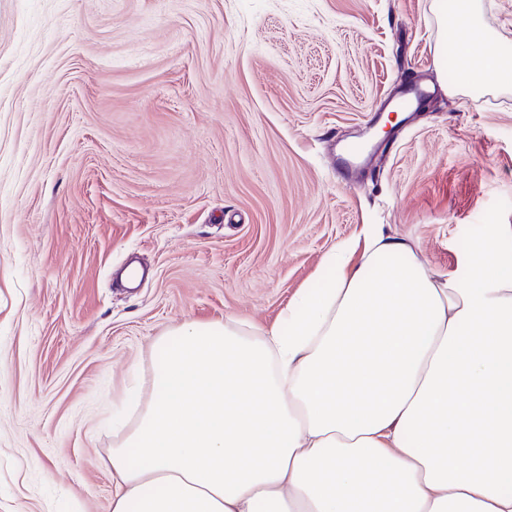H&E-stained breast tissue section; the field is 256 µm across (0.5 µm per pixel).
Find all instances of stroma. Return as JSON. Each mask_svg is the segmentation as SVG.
Here are the masks:
<instances>
[{"label":"stroma","instance_id":"obj_1","mask_svg":"<svg viewBox=\"0 0 512 512\" xmlns=\"http://www.w3.org/2000/svg\"><path fill=\"white\" fill-rule=\"evenodd\" d=\"M481 7L469 47L512 40ZM441 42L434 0H0V512H109L112 417L183 321L273 324L367 224L433 273L512 225V83L375 135L454 82Z\"/></svg>","mask_w":512,"mask_h":512}]
</instances>
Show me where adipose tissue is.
I'll return each instance as SVG.
<instances>
[{"label": "adipose tissue", "instance_id": "adipose-tissue-1", "mask_svg": "<svg viewBox=\"0 0 512 512\" xmlns=\"http://www.w3.org/2000/svg\"><path fill=\"white\" fill-rule=\"evenodd\" d=\"M454 91L512 74L436 0ZM512 227L456 272L381 224L327 252L280 319L188 320L151 345L108 457L110 512H512Z\"/></svg>", "mask_w": 512, "mask_h": 512}]
</instances>
